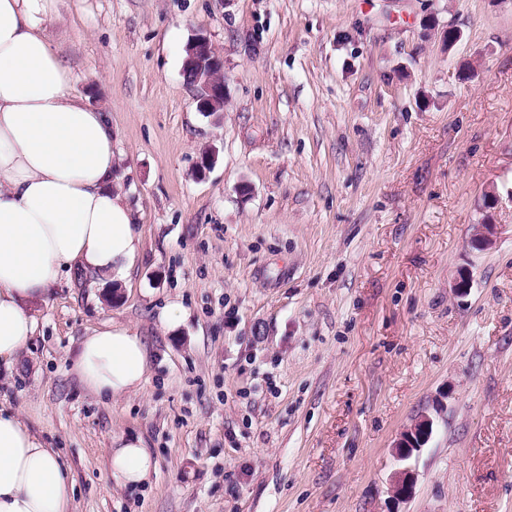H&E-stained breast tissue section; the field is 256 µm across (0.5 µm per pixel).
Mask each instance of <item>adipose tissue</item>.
<instances>
[{
    "label": "adipose tissue",
    "mask_w": 512,
    "mask_h": 512,
    "mask_svg": "<svg viewBox=\"0 0 512 512\" xmlns=\"http://www.w3.org/2000/svg\"><path fill=\"white\" fill-rule=\"evenodd\" d=\"M54 0H0V366L15 364L36 330L29 305L60 274L125 279L141 237L117 185L112 125L75 94L43 24ZM71 371L99 397L142 390L149 349L112 323L79 344ZM108 471L143 484L156 467L144 440L118 436ZM73 481L53 449L0 409V512H70Z\"/></svg>",
    "instance_id": "ef3b65f1"
}]
</instances>
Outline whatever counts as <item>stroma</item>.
I'll list each match as a JSON object with an SVG mask.
<instances>
[{
	"instance_id": "stroma-1",
	"label": "stroma",
	"mask_w": 512,
	"mask_h": 512,
	"mask_svg": "<svg viewBox=\"0 0 512 512\" xmlns=\"http://www.w3.org/2000/svg\"><path fill=\"white\" fill-rule=\"evenodd\" d=\"M48 33L112 121L141 232L121 290L62 278L0 368L72 512H512V0H57ZM197 33L224 58L211 115L182 75ZM113 322L150 369L104 399L69 361ZM116 435L157 461L139 487L108 474ZM497 234V224H493L491 216L486 215L480 222L476 224V229L472 235L471 247L478 251H483L491 247L495 241ZM433 427V419L429 414H422L416 418L410 426L404 429L397 440L395 448H398L397 458L399 461H404L410 458L414 451H419L423 447H413L414 440L411 436L416 434L419 436L421 442L428 441Z\"/></svg>"
}]
</instances>
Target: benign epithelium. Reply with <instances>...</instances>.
I'll return each instance as SVG.
<instances>
[{
    "label": "benign epithelium",
    "instance_id": "benign-epithelium-1",
    "mask_svg": "<svg viewBox=\"0 0 512 512\" xmlns=\"http://www.w3.org/2000/svg\"><path fill=\"white\" fill-rule=\"evenodd\" d=\"M183 74L190 75L192 87L196 91L197 109L204 113L224 111L226 100V85L224 81V59L213 47L211 41L204 35L195 34L187 42L183 62ZM497 234V225L491 221V216H485L480 224L476 225L472 235L471 247L483 251L491 247ZM433 427V419L428 414L416 418L410 426L404 429L397 440V458L404 461L420 450L414 446L413 436L420 440H429ZM413 473L408 468L397 472L391 493L396 500L409 499L414 491Z\"/></svg>",
    "mask_w": 512,
    "mask_h": 512
}]
</instances>
